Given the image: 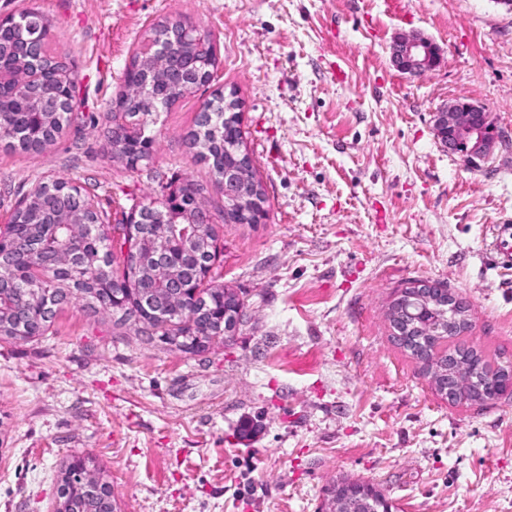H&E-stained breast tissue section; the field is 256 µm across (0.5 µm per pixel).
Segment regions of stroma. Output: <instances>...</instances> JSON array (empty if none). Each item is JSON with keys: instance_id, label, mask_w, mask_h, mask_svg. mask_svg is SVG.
I'll use <instances>...</instances> for the list:
<instances>
[{"instance_id": "1", "label": "stroma", "mask_w": 512, "mask_h": 512, "mask_svg": "<svg viewBox=\"0 0 512 512\" xmlns=\"http://www.w3.org/2000/svg\"><path fill=\"white\" fill-rule=\"evenodd\" d=\"M35 8L76 82L79 120L39 153L0 145V227L34 185L65 180L110 201L112 221L202 187L238 292L235 334L188 353L101 308L68 303L46 335L0 340V512H54L57 476L91 458L115 512H320L343 476L396 512H512V396L437 394L392 338L396 289L437 282L467 306L468 340L512 361V12L497 0H0ZM181 19L216 46L214 80L146 128L149 160L113 157L106 114L149 27ZM401 35L437 44L412 77ZM267 196L259 224H228L195 162V118L217 93ZM465 99L497 138L466 164L433 116ZM392 59L404 74L419 76L439 65L440 53L428 38L419 35L402 36L394 41ZM496 254L504 265L512 264V225L500 224L496 230Z\"/></svg>"}]
</instances>
